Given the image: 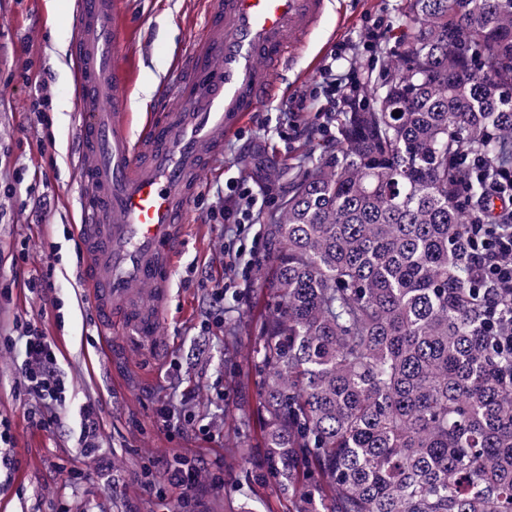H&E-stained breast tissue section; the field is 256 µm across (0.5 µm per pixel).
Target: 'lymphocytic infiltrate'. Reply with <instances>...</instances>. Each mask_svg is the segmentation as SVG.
I'll list each match as a JSON object with an SVG mask.
<instances>
[{"instance_id": "1", "label": "lymphocytic infiltrate", "mask_w": 512, "mask_h": 512, "mask_svg": "<svg viewBox=\"0 0 512 512\" xmlns=\"http://www.w3.org/2000/svg\"><path fill=\"white\" fill-rule=\"evenodd\" d=\"M355 72L343 75L327 74L320 93L302 96L289 102L285 116L295 124L301 113L314 115L313 123L304 125L303 134L318 139L325 146L336 142V114L345 105L343 88L350 85ZM472 173L483 179L479 196L466 197L471 214L466 226L470 242L469 268L473 277L487 281L484 298L490 309H497L503 297L512 298V183L487 177V164L476 158L469 163ZM268 188L260 183L228 180L224 186V255L227 259L228 285H248L254 278L256 264L243 261L235 247V237L242 225L254 223L257 212L267 203ZM24 360L21 365V385L25 392L44 405L38 426L50 425L47 408L62 404L66 385L58 372L57 351L53 342L37 328L27 327L20 338ZM199 468L185 457L162 459L156 469L147 470L143 479L153 493L165 488H189L196 480Z\"/></svg>"}]
</instances>
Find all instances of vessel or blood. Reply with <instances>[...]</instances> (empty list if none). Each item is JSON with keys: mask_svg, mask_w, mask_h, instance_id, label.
Segmentation results:
<instances>
[{"mask_svg": "<svg viewBox=\"0 0 512 512\" xmlns=\"http://www.w3.org/2000/svg\"><path fill=\"white\" fill-rule=\"evenodd\" d=\"M332 0H209L177 64L139 124L117 51L129 28L121 0H77L72 43L80 126L79 173L90 187L75 233L79 286L104 325L163 347L172 277L189 203L201 180L267 101Z\"/></svg>", "mask_w": 512, "mask_h": 512, "instance_id": "1", "label": "vessel or blood"}]
</instances>
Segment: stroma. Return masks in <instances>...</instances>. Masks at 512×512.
Segmentation results:
<instances>
[{
  "label": "stroma",
  "instance_id": "1",
  "mask_svg": "<svg viewBox=\"0 0 512 512\" xmlns=\"http://www.w3.org/2000/svg\"><path fill=\"white\" fill-rule=\"evenodd\" d=\"M405 0H334L297 62L302 77L289 95L308 91L326 64L337 73L356 68L361 81L377 79L383 56L397 45L389 37L374 51L331 59L341 42H355L367 21L395 24ZM204 11V0H130L134 25L123 53L133 78L132 110L147 108L139 93L147 81L175 83L173 60L186 52ZM75 0H0V418L13 436L11 469L0 470V512H165L189 499L191 512H288L270 484L252 480L226 448L236 438L258 439V424L240 422L256 408L258 391L246 358L255 329L268 312L263 280L227 291L223 310L212 307L207 286L224 278L225 178L260 181L272 189L267 211L288 192L296 164L309 146L293 139L280 114L281 99L267 102L256 120L228 141L224 156L203 178L192 202L187 240L174 275L161 350L134 346L104 334L93 310L74 298L81 247L73 236L87 187L78 171V118L70 55L56 41H72ZM51 103L47 116L33 112L34 94ZM58 261L47 296L26 283L48 272L44 256ZM35 324L57 346L67 397L54 421L37 428L30 397L19 384L23 354L13 342ZM238 328L236 356L224 358V327ZM99 408L98 459L82 454L79 410ZM172 407L177 426L158 422ZM180 454L203 468L190 494L172 489L158 502L143 485L153 460Z\"/></svg>",
  "mask_w": 512,
  "mask_h": 512
}]
</instances>
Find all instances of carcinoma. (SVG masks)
Instances as JSON below:
<instances>
[{"label":"carcinoma","instance_id":"carcinoma-1","mask_svg":"<svg viewBox=\"0 0 512 512\" xmlns=\"http://www.w3.org/2000/svg\"><path fill=\"white\" fill-rule=\"evenodd\" d=\"M399 25L268 218L263 443L235 451L291 512H512V351L455 194L474 157L512 173V0H405Z\"/></svg>","mask_w":512,"mask_h":512}]
</instances>
